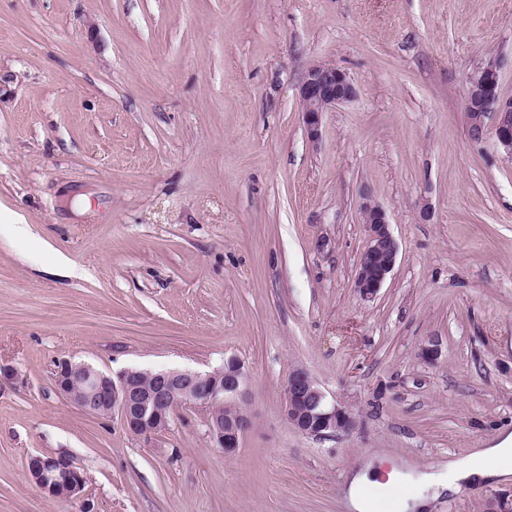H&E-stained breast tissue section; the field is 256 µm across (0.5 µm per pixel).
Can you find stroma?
<instances>
[{
  "label": "stroma",
  "instance_id": "stroma-1",
  "mask_svg": "<svg viewBox=\"0 0 512 512\" xmlns=\"http://www.w3.org/2000/svg\"><path fill=\"white\" fill-rule=\"evenodd\" d=\"M492 58L512 99V0H0V512H348L364 460L416 475L512 431V159L465 115ZM318 62L358 95L312 142L297 88ZM366 194L399 245L369 302ZM231 356L252 416L231 455L203 412L144 439L54 387L63 357ZM298 367L353 430L288 424ZM60 453L84 501L28 478ZM511 495L512 476L432 512Z\"/></svg>",
  "mask_w": 512,
  "mask_h": 512
}]
</instances>
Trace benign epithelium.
<instances>
[{"label": "benign epithelium", "mask_w": 512, "mask_h": 512, "mask_svg": "<svg viewBox=\"0 0 512 512\" xmlns=\"http://www.w3.org/2000/svg\"><path fill=\"white\" fill-rule=\"evenodd\" d=\"M357 95L356 85L342 69L324 62L311 66L298 86L308 139L319 138L323 113L353 101ZM466 105L470 138L480 141L490 130L512 157V99L500 92L498 60H488L470 77ZM360 212L367 242L354 288L363 299L371 300L394 269L399 247L383 206L367 195ZM55 373L58 393L75 407L95 417L117 415L128 433L145 439L167 431L178 408H198L206 413L216 447L229 455L238 450L251 424L250 416L240 409L248 392V373L234 357L208 371H158L150 387L142 384V370L134 367L111 373L68 358L58 362ZM220 403L226 409L223 418L213 415ZM283 412L290 426L313 437L350 431L355 425L351 411L329 398L304 368L288 375ZM26 470L29 479L51 498L78 501L84 496V476L67 457L31 455Z\"/></svg>", "instance_id": "benign-epithelium-1"}]
</instances>
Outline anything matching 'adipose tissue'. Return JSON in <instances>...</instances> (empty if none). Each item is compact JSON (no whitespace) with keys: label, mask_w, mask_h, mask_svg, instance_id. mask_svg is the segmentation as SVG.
I'll list each match as a JSON object with an SVG mask.
<instances>
[{"label":"adipose tissue","mask_w":512,"mask_h":512,"mask_svg":"<svg viewBox=\"0 0 512 512\" xmlns=\"http://www.w3.org/2000/svg\"><path fill=\"white\" fill-rule=\"evenodd\" d=\"M512 475V433L494 438L489 447L449 462L447 467L421 473L418 494H403L395 501L394 512H428L432 502L444 494H455L462 486H485ZM384 478L386 487L402 481L399 470L380 475L371 464L356 467L343 488L350 512H376L373 498L365 493L366 486Z\"/></svg>","instance_id":"obj_1"}]
</instances>
